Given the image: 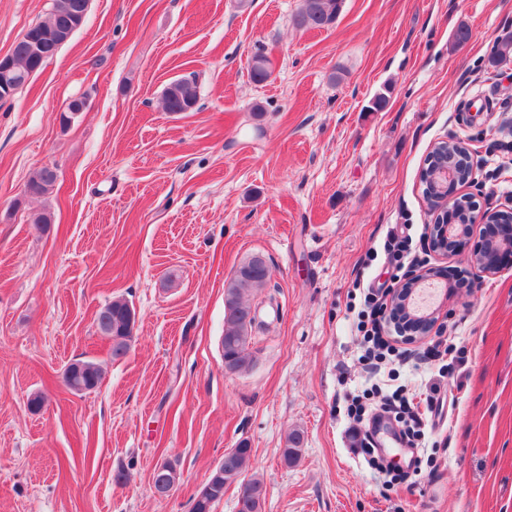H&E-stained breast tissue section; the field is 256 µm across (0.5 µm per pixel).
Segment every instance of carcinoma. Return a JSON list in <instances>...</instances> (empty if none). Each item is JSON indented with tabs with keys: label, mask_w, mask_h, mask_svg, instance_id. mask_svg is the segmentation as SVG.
<instances>
[{
	"label": "carcinoma",
	"mask_w": 512,
	"mask_h": 512,
	"mask_svg": "<svg viewBox=\"0 0 512 512\" xmlns=\"http://www.w3.org/2000/svg\"><path fill=\"white\" fill-rule=\"evenodd\" d=\"M343 0H302L294 23L305 28H326L338 18ZM89 0H53L50 16L47 20L30 26L15 43L10 57L26 78L40 71L44 64L55 57L63 43L58 39L62 30L78 29L83 24ZM166 111L192 112L198 103V94L194 82L188 78L172 81L164 91ZM457 149L444 141L438 142L427 160L422 172L425 185V197L429 205H436V199L442 194L452 192L455 185L467 181L469 171L451 169L447 185L433 187L430 166L443 159L450 158ZM56 181V175L47 168L38 170L26 183L25 190L31 196H41L49 192ZM269 266L266 258L254 254L241 262L232 277L226 281L227 295L224 296V336L221 340L224 369L230 373L243 374L252 370L256 356L253 344V322L248 320L253 308L251 296L261 292L268 285ZM136 323V311L128 300L115 298L104 305L97 315L99 331L112 340V360L124 358L131 346L133 329ZM78 368L76 383L85 387H94L101 383L102 369L92 360H78L70 364ZM304 431L291 430L281 450V459L285 466L292 467L302 457ZM252 448L241 442L235 448L224 452V463L210 474L206 484L193 497L192 512H212L216 502L224 498V486L241 482L238 495V512H262L267 487L264 479L253 475L248 479L243 474L249 465Z\"/></svg>",
	"instance_id": "1"
}]
</instances>
